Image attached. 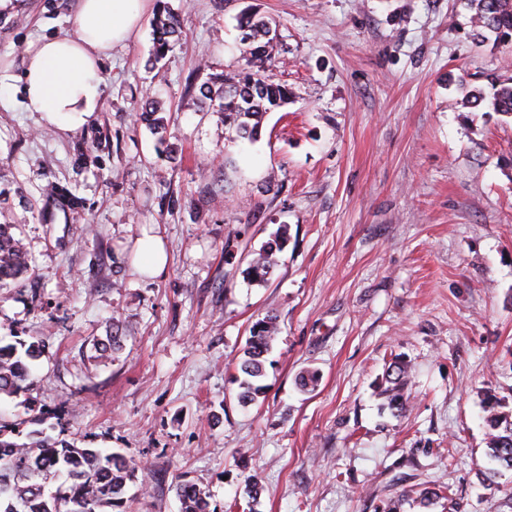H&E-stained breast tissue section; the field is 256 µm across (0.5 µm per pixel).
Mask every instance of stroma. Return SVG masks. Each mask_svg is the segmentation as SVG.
I'll list each match as a JSON object with an SVG mask.
<instances>
[{"label":"stroma","instance_id":"35a3bbf8","mask_svg":"<svg viewBox=\"0 0 512 512\" xmlns=\"http://www.w3.org/2000/svg\"><path fill=\"white\" fill-rule=\"evenodd\" d=\"M167 2L182 40L148 67L142 22L104 60L87 126L42 125L21 85L0 95V190L35 269L0 288V341L45 344L0 422L24 441L35 407L47 434L122 454L132 512H182L180 477L211 512H244L249 474L254 512H512V471L481 485L482 400L512 411V117L464 105L512 77V47L478 43L460 0ZM75 5L0 11V68L21 74ZM249 8L278 22L270 75L293 93L253 142L186 90L238 69ZM148 94L176 155L133 123ZM282 226L271 278L249 282L246 249ZM148 230L169 255L155 279L134 267ZM269 314L266 393L243 407L230 376ZM115 321L124 346L98 359ZM396 357L412 370L402 414L381 393Z\"/></svg>","mask_w":512,"mask_h":512}]
</instances>
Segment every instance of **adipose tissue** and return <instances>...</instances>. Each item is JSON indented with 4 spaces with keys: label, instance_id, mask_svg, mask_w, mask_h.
I'll use <instances>...</instances> for the list:
<instances>
[{
    "label": "adipose tissue",
    "instance_id": "1",
    "mask_svg": "<svg viewBox=\"0 0 512 512\" xmlns=\"http://www.w3.org/2000/svg\"><path fill=\"white\" fill-rule=\"evenodd\" d=\"M148 0H77L72 28L29 42L21 77L0 76V91L23 84L25 111L62 132L88 124L104 94L101 65L138 30Z\"/></svg>",
    "mask_w": 512,
    "mask_h": 512
}]
</instances>
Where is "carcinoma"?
I'll return each mask as SVG.
<instances>
[{"label": "carcinoma", "mask_w": 512, "mask_h": 512, "mask_svg": "<svg viewBox=\"0 0 512 512\" xmlns=\"http://www.w3.org/2000/svg\"><path fill=\"white\" fill-rule=\"evenodd\" d=\"M472 12L471 23L479 40L490 38L499 45L512 44V0H464ZM240 54L244 66L204 82L198 91L202 108L224 114V125L235 129L238 137L254 141L260 136L266 113L288 104L292 91L288 85L269 75L272 52L278 38L272 22L251 14L239 18ZM152 57L164 58L182 37L178 16L162 4L152 20ZM465 105L478 109L484 105L502 115L512 116V84L503 82L492 96L483 89H472ZM163 104L146 98L134 124H145L154 133L166 131L159 113ZM13 225L0 224V285L16 281L30 271L21 241L12 233ZM287 230H278L248 261L251 280L266 283L274 269L273 256L287 241ZM278 333L276 317L267 315L256 321L242 349L238 363V402L252 403L262 391L255 380L264 375L266 356ZM122 328L112 326L104 340L94 343L101 358H110L121 348ZM44 344L33 341L17 347L0 345V396H17L28 391L34 376L31 362L41 356ZM382 394L388 406L404 413L410 403L407 393L408 365L394 359L387 367ZM483 419L487 428L488 456L500 467L512 470V414L488 397L483 401ZM13 430L0 425V512H125V489L133 480L134 467L119 453H104L98 448H77L64 440L52 438L39 430L30 432L27 441L10 438ZM183 512H209L204 491L195 484L180 480L175 484Z\"/></svg>", "instance_id": "obj_1"}]
</instances>
